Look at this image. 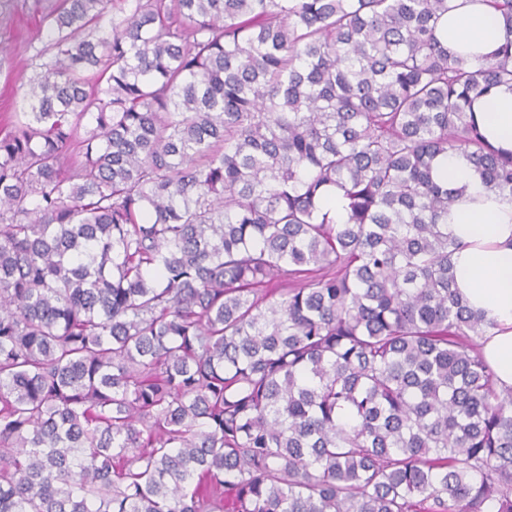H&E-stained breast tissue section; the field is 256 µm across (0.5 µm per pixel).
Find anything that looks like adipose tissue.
<instances>
[{"label":"adipose tissue","instance_id":"1","mask_svg":"<svg viewBox=\"0 0 512 512\" xmlns=\"http://www.w3.org/2000/svg\"><path fill=\"white\" fill-rule=\"evenodd\" d=\"M450 10L438 29L449 55L476 63L493 54L512 27L487 0H448ZM485 143L512 156V88L499 86L473 105ZM439 176L464 193L448 212V234L460 244L453 256L456 286L468 305L496 324L481 342V355L499 389L512 388V198L488 191L465 157L439 160Z\"/></svg>","mask_w":512,"mask_h":512}]
</instances>
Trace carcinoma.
<instances>
[{"label": "carcinoma", "mask_w": 512, "mask_h": 512, "mask_svg": "<svg viewBox=\"0 0 512 512\" xmlns=\"http://www.w3.org/2000/svg\"><path fill=\"white\" fill-rule=\"evenodd\" d=\"M447 13L56 0L0 122V512H512L434 176L512 197L471 114L512 40ZM448 5L454 7L442 21L438 37L449 55L478 63L512 40L505 17L486 0H448Z\"/></svg>", "instance_id": "obj_1"}]
</instances>
